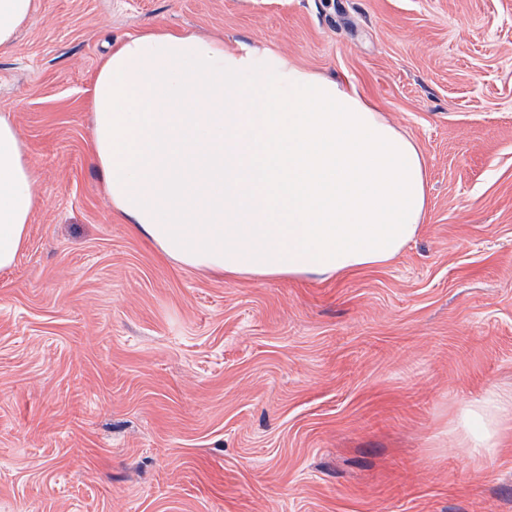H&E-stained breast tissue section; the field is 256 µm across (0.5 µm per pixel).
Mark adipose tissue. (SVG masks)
Returning <instances> with one entry per match:
<instances>
[{"instance_id":"obj_1","label":"adipose tissue","mask_w":512,"mask_h":512,"mask_svg":"<svg viewBox=\"0 0 512 512\" xmlns=\"http://www.w3.org/2000/svg\"><path fill=\"white\" fill-rule=\"evenodd\" d=\"M38 0H0V49ZM92 159L113 210L181 265L228 278L345 277L391 264L428 213V169L354 84L272 46L147 28L95 73ZM35 169L0 114V270L24 249ZM512 395L464 403L449 431L495 455Z\"/></svg>"}]
</instances>
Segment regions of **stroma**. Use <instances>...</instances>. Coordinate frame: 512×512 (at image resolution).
<instances>
[{
    "label": "stroma",
    "instance_id": "stroma-1",
    "mask_svg": "<svg viewBox=\"0 0 512 512\" xmlns=\"http://www.w3.org/2000/svg\"><path fill=\"white\" fill-rule=\"evenodd\" d=\"M278 48L353 81L422 149L429 215L344 279L226 278L162 258L90 154L92 84L143 28ZM36 170L0 271V512H512V0H38L0 50ZM512 420V394L487 391L483 397L464 403L449 424L464 448L476 458L494 456L500 448V435Z\"/></svg>",
    "mask_w": 512,
    "mask_h": 512
}]
</instances>
